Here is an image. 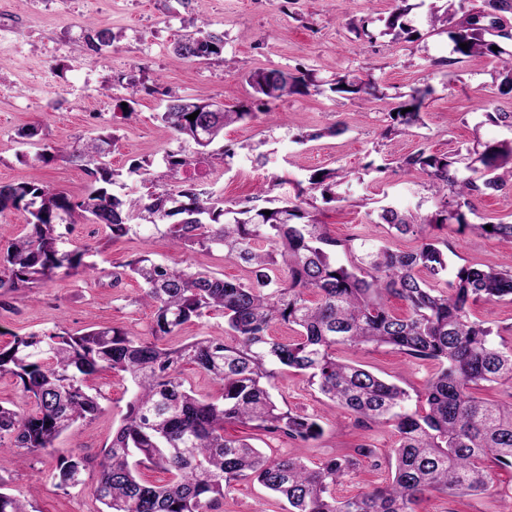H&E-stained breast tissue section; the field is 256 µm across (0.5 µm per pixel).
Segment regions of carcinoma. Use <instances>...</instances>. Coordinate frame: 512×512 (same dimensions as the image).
<instances>
[{
	"instance_id": "obj_1",
	"label": "carcinoma",
	"mask_w": 512,
	"mask_h": 512,
	"mask_svg": "<svg viewBox=\"0 0 512 512\" xmlns=\"http://www.w3.org/2000/svg\"><path fill=\"white\" fill-rule=\"evenodd\" d=\"M407 0L391 12L386 26L407 37L420 32L404 22ZM512 0H442L430 4L426 22L444 27L454 52L464 57L499 60V90L512 91ZM106 30H89L87 46L98 52L110 43ZM465 43L468 50L459 44ZM498 50H493V47ZM223 37L198 29L175 43L185 59L219 56ZM247 81L257 94L256 111L225 109L202 112L200 98L172 97L157 113L161 128L194 145L163 157L165 181L150 164L129 166L127 178L139 184L117 195L112 186L122 173L107 161L116 136L108 133L69 152L42 144L36 129L21 133L37 149L38 160L67 159L90 177L87 193L73 199L30 183L0 184V212L23 208L27 231L0 238V294L45 285L58 277L98 271L89 246L67 249L64 232L74 217L99 224L109 237L129 234L151 238L168 235L184 247L220 252L236 261L246 276L226 280L212 271H193L152 257L147 251L122 264L114 279L128 276L139 283L133 302L152 310L144 339L119 326L71 333L51 329L14 336L0 347V377L10 376L33 402L30 412L0 405V455L21 460L54 447L55 440L76 424L103 411V395L93 381L103 372L129 378L130 397L122 423L98 462L89 487L104 512H217L224 496L238 482L253 480L288 503V512H415L428 490L486 495L493 466L512 469V402H489L474 395L485 383L512 384V348L494 341L493 329L471 316L478 303L512 299V270L492 264L462 266L448 272V255L426 228L459 224V232L512 238V224L468 222L464 207L471 198L500 192L512 181V141L480 144L468 157L420 149L404 157L400 168L423 176L438 197V210L423 218L410 210L383 206L377 223L400 235L420 239L414 248L395 251L376 246L355 252L329 236L302 208L305 189L297 183L293 199H280L269 185L236 208L224 194L186 180L181 173L208 156L224 159L226 151L208 152L224 128L238 121L271 116L272 104L288 95L309 93L314 75L278 68L258 69ZM332 91L362 97L376 95L370 80L344 75ZM434 88L414 87L396 107L391 121L403 128L421 123L422 110ZM408 112H403V109ZM198 113L195 120L188 116ZM334 170L316 171L309 189L336 200ZM461 198L448 209V194ZM270 211V215L263 211ZM351 256L336 262L337 248ZM314 299H308V296ZM406 305L395 313L390 300ZM224 318L226 338H200L173 346L165 343L192 321ZM275 324L292 335L270 334ZM362 345L388 346L412 359L430 361L436 372L411 409L409 395L361 365L336 352ZM195 368L218 385L202 396L186 386L183 370ZM304 375L334 406L365 425L393 427L397 442L385 451L391 481L354 497H336V485L360 458L374 449L364 445L319 465L303 457H267L243 439L224 433L231 423L249 424L268 437L299 446L319 438L318 419L281 407L266 383L283 373ZM87 459L60 460L59 486L84 484ZM158 469L168 481L155 485L143 471ZM0 512H28L25 500L0 491Z\"/></svg>"
}]
</instances>
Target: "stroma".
Wrapping results in <instances>:
<instances>
[{"mask_svg": "<svg viewBox=\"0 0 512 512\" xmlns=\"http://www.w3.org/2000/svg\"><path fill=\"white\" fill-rule=\"evenodd\" d=\"M408 3L407 20L421 33L413 41L393 39L387 32L393 0H0V183L48 185L75 199L86 194L89 180L81 167L62 159L48 164L36 160L34 148L21 136L32 125L51 145H76L103 130L114 131L117 141L108 157L114 169L124 172L133 161L147 160L154 175H163V155L180 145L155 119L167 97L204 98L245 109L254 101L247 82L251 71L301 68L314 73L317 88L276 101L273 110L279 121L245 120L226 127L224 145L235 155L208 163L204 183L223 190L225 200L243 204L271 176H287L276 193L292 197L296 182L315 171L342 170L348 177L337 186L336 201L325 202L313 190L304 196L305 210L337 240L356 237L394 250L413 248V237L376 221L377 208L385 205L423 216L436 210L425 177L404 172L399 159L421 148L464 155L480 142L511 140L512 128L489 121L487 115L512 113V93L497 90L496 58H456L448 34L429 30L427 6L421 0ZM359 19L367 20L368 36H357L352 28V21ZM91 26L110 32L109 46L88 49ZM203 26L223 34V53L202 61L179 56L174 50L177 39ZM343 75L372 77L379 86L377 97L363 101L333 92L336 78ZM422 83L435 89L422 125L387 133L400 94ZM129 100L134 112L126 119L123 104ZM336 124L345 125V133L327 135V128ZM258 153L269 155L266 166L254 163ZM439 236L446 244L449 268L512 266L511 238L461 233L452 224ZM66 245L97 248L98 275L58 278L0 298V346L58 322L74 332L121 326L147 333L150 309L130 302L138 283L126 277L113 288L107 277L144 250L228 279L242 274L241 266L222 253L189 251L160 236L112 240L100 225L82 218L67 234ZM345 356L413 396L434 372L431 362L388 347L366 346ZM97 384L104 393L98 418L63 433L53 448L26 462H0L8 493L25 498L30 512H99L100 503L88 491L61 489L52 477L60 458L79 455L89 461L85 482L96 478V465L129 398L121 376L108 372ZM268 389L288 408L320 417L324 432L302 448L282 438L259 436L254 444L267 456L297 452L314 466L359 445L380 454L396 443L392 428L358 423L331 407L302 376H278ZM492 476L496 495L458 497L432 491L417 512H512V472L496 469ZM390 477L386 463L366 458L341 478L336 494L367 492L385 486ZM219 512H283V504L258 484L242 481L225 496Z\"/></svg>", "mask_w": 512, "mask_h": 512, "instance_id": "35a3bbf8", "label": "stroma"}]
</instances>
